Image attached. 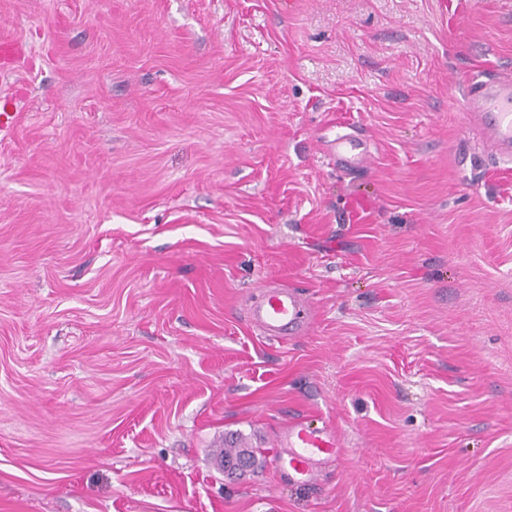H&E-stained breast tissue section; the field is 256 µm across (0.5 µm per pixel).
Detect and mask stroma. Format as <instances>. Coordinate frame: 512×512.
Wrapping results in <instances>:
<instances>
[{
	"label": "stroma",
	"instance_id": "35a3bbf8",
	"mask_svg": "<svg viewBox=\"0 0 512 512\" xmlns=\"http://www.w3.org/2000/svg\"><path fill=\"white\" fill-rule=\"evenodd\" d=\"M2 36L0 512H512V174L461 106L512 0H0ZM301 418L342 443L309 486L269 463ZM331 153L336 158V164H360L367 155L364 142L354 135L337 137L331 144ZM247 319L260 336L285 341L290 336L300 335L308 326V302L301 294L287 288H263L251 298ZM263 453L264 451H262L260 448L249 447L246 442H243L242 437L235 438V441L232 437H230L228 440L225 438L224 456H222L221 461L216 465L220 470L221 466L224 467L225 470L226 464L232 461H236L241 456H248L251 460V466L249 470L241 471L240 474H238L239 476H242L258 467V464L260 463L259 456L265 457L263 456Z\"/></svg>",
	"mask_w": 512,
	"mask_h": 512
}]
</instances>
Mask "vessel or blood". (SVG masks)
<instances>
[{
  "label": "vessel or blood",
  "mask_w": 512,
  "mask_h": 512,
  "mask_svg": "<svg viewBox=\"0 0 512 512\" xmlns=\"http://www.w3.org/2000/svg\"><path fill=\"white\" fill-rule=\"evenodd\" d=\"M464 109L481 128L486 140L504 159H512V80L484 82L469 92ZM331 153L337 163H361L367 149L353 135L336 138ZM249 323L260 336L284 341L300 335L309 324V307L299 293L285 288H265L252 297L247 311ZM282 453L273 465L289 481L309 483L321 468L339 452V438L330 424L313 426L293 419L286 423L278 436Z\"/></svg>",
  "instance_id": "vessel-or-blood-1"
}]
</instances>
